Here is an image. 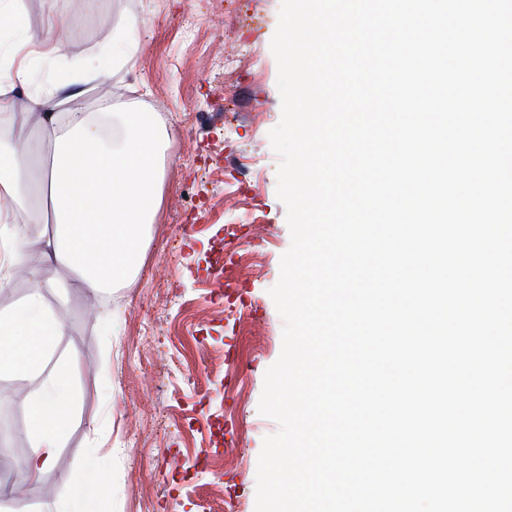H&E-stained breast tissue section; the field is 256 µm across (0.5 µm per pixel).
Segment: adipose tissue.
<instances>
[{"label": "adipose tissue", "mask_w": 512, "mask_h": 512, "mask_svg": "<svg viewBox=\"0 0 512 512\" xmlns=\"http://www.w3.org/2000/svg\"><path fill=\"white\" fill-rule=\"evenodd\" d=\"M1 21L14 42L0 52V115L15 134L0 144V291L22 269L34 286L18 305L0 310V379H42L25 402L34 453L7 495L11 512H31L20 489L57 462L75 409L74 359L55 355L66 325L44 295L64 288L71 274L97 299L138 274L160 202L163 122L145 112L56 111L58 83L17 101L12 92L28 83L32 63L59 61L58 34L69 21L55 15L33 31L22 0H0ZM34 124L51 148L44 168L36 166L27 135ZM28 166L46 211L34 226L15 220Z\"/></svg>", "instance_id": "ef3b65f1"}]
</instances>
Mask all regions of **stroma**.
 <instances>
[{
    "instance_id": "stroma-1",
    "label": "stroma",
    "mask_w": 512,
    "mask_h": 512,
    "mask_svg": "<svg viewBox=\"0 0 512 512\" xmlns=\"http://www.w3.org/2000/svg\"><path fill=\"white\" fill-rule=\"evenodd\" d=\"M39 28L68 16L64 68L34 70L17 100L68 66L102 54L122 20L131 48L115 46L112 71L83 86L65 110L161 111L168 120L162 203L138 277L103 301L77 281L47 303L67 322L57 353L77 354L78 412L58 462L33 484L35 512H65L85 460L105 475L95 512H255L264 437L258 412L266 370L282 349L283 320L269 295L290 246L276 195L279 158L268 133L281 117L270 42L280 0H23ZM233 277L214 276L221 249ZM112 328L104 330L103 313ZM40 379L0 380V472L24 469L32 447L24 404Z\"/></svg>"
}]
</instances>
